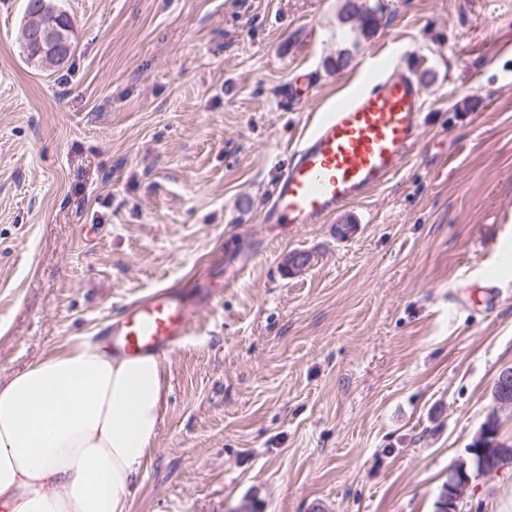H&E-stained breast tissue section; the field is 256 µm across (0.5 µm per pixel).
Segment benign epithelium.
I'll return each instance as SVG.
<instances>
[{
    "label": "benign epithelium",
    "mask_w": 512,
    "mask_h": 512,
    "mask_svg": "<svg viewBox=\"0 0 512 512\" xmlns=\"http://www.w3.org/2000/svg\"><path fill=\"white\" fill-rule=\"evenodd\" d=\"M28 41L40 46L48 58L53 59L62 55V45L40 27H34L28 32ZM492 393L494 407L489 418L498 417L502 411H512V367L501 370ZM476 441L481 443L482 447L468 449L476 467V477L490 475L505 461L512 459V446L501 441L491 427L488 426L479 432ZM473 477L468 474V464L464 460L450 467L448 482L442 488L436 503V512H459L460 503L472 484Z\"/></svg>",
    "instance_id": "7a95c632"
}]
</instances>
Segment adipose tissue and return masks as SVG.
I'll return each instance as SVG.
<instances>
[{
  "mask_svg": "<svg viewBox=\"0 0 512 512\" xmlns=\"http://www.w3.org/2000/svg\"><path fill=\"white\" fill-rule=\"evenodd\" d=\"M162 363L80 345L0 384V505L130 512L157 435Z\"/></svg>",
  "mask_w": 512,
  "mask_h": 512,
  "instance_id": "obj_1",
  "label": "adipose tissue"
}]
</instances>
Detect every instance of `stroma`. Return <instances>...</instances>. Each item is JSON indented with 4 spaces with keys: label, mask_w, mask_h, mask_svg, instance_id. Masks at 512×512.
<instances>
[{
    "label": "stroma",
    "mask_w": 512,
    "mask_h": 512,
    "mask_svg": "<svg viewBox=\"0 0 512 512\" xmlns=\"http://www.w3.org/2000/svg\"><path fill=\"white\" fill-rule=\"evenodd\" d=\"M379 2L355 41L345 0H55L74 50L38 69L25 0H0V378L155 288L217 291L162 361L130 512H435L493 407L512 366V0ZM380 51L423 93L414 154L323 223H263L301 98L334 104ZM461 512H512V462Z\"/></svg>",
    "instance_id": "1"
}]
</instances>
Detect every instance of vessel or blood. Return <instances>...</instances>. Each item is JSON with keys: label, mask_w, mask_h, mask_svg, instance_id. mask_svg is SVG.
Here are the masks:
<instances>
[{"label": "vessel or blood", "mask_w": 512, "mask_h": 512, "mask_svg": "<svg viewBox=\"0 0 512 512\" xmlns=\"http://www.w3.org/2000/svg\"><path fill=\"white\" fill-rule=\"evenodd\" d=\"M422 91L401 63L380 57L359 86L309 126L277 182L264 223L317 224L388 183L412 155L424 126ZM213 289L190 297L160 289L106 316L97 334L115 357L176 351L192 334Z\"/></svg>", "instance_id": "obj_1"}]
</instances>
